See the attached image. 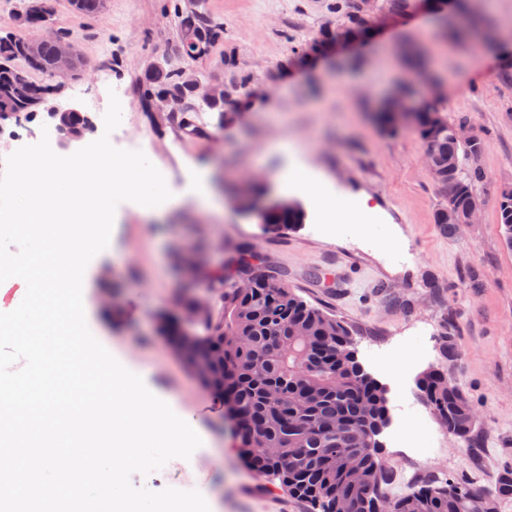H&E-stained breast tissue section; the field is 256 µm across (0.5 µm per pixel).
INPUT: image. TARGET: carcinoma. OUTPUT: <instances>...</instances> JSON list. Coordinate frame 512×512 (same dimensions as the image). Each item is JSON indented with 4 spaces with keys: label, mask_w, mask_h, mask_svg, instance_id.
<instances>
[{
    "label": "carcinoma",
    "mask_w": 512,
    "mask_h": 512,
    "mask_svg": "<svg viewBox=\"0 0 512 512\" xmlns=\"http://www.w3.org/2000/svg\"><path fill=\"white\" fill-rule=\"evenodd\" d=\"M357 0H337L333 33L323 32L310 49L320 51L334 41L362 38L368 27L358 16ZM181 31V64L164 62L139 82L141 96L166 90L189 101V107L169 118L189 135L199 133L195 113L233 112L239 100L213 103L195 99L179 85L181 65L199 60L201 39L215 45L224 38V23L206 9L194 14L176 7ZM441 23L456 35L478 36L480 20L470 0H458L453 14ZM26 36L0 37V121L34 116L33 103L53 94L55 86L31 80L17 66L24 60ZM56 48L42 45L35 70L51 76ZM24 85L27 95L18 97ZM432 98L415 114L413 128L433 156V175L444 203L434 221L451 235L448 210H465L475 185L485 178L477 166L483 143L455 138V124L442 118ZM455 165L448 168V159ZM299 208L266 212L265 229L280 232L302 222ZM498 221L504 242L512 248V188L499 194ZM219 309L196 313L199 333L196 352L213 359L214 395L235 421L238 445L247 468L268 488L305 501L312 512H501L512 501V465L503 466L496 482L482 486L464 477L426 479L407 495L387 498L380 487L388 481L376 440L385 425L386 397L382 387L357 360L347 327L335 316L297 296L287 284L273 286L265 278L240 292L224 287L221 275L206 276ZM419 389L448 433L470 445L476 432V410L450 379L448 370L432 369Z\"/></svg>",
    "instance_id": "cac0c4a2"
}]
</instances>
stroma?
Masks as SVG:
<instances>
[{"label": "stroma", "mask_w": 512, "mask_h": 512, "mask_svg": "<svg viewBox=\"0 0 512 512\" xmlns=\"http://www.w3.org/2000/svg\"><path fill=\"white\" fill-rule=\"evenodd\" d=\"M335 0H205L227 34L194 67L221 83L234 73L225 56L249 61L251 81L242 118L197 113L202 132L174 126L155 130L138 86L147 63L177 61L180 30L174 0H105L100 12H74L69 0H47L46 30L67 32L78 71L55 96L100 123L117 95L123 128L163 174L182 204L148 220L127 204L115 215L109 255L92 260L83 290L95 327L112 349L210 435L209 449L190 464L170 460L132 482L153 491L206 490L213 512H308L306 503L268 491L242 462L224 409L196 380L161 331L159 317L178 311L193 278L189 257L201 248L207 270L234 277L240 246L253 268L277 276L306 302L344 321L364 369L387 389L392 426L381 434L382 461L391 477L383 491L398 495L404 479L459 475L489 486L512 463V249L498 224V192L512 186V0H491L485 16L497 45L443 36L437 11L411 4L386 16L353 52H336L303 65L298 52L336 18ZM413 44L431 67L448 121H466L483 140L477 164L486 174L476 193L484 206L475 224L443 235L434 214L442 193L425 161L418 132H383L373 118L407 70L392 50ZM305 145L302 159L349 207L341 223L314 209L287 181L293 158L286 143ZM260 174L269 196L297 202L301 225L266 232L241 210L227 184ZM211 194L215 209L199 208ZM114 315H106V304ZM454 321L460 355L443 362L439 338ZM399 352L400 373L380 364ZM445 364L452 381L478 412L479 447L441 432L406 451L394 428H417L437 418L418 389L419 378Z\"/></svg>", "instance_id": "35a3bbf8"}]
</instances>
